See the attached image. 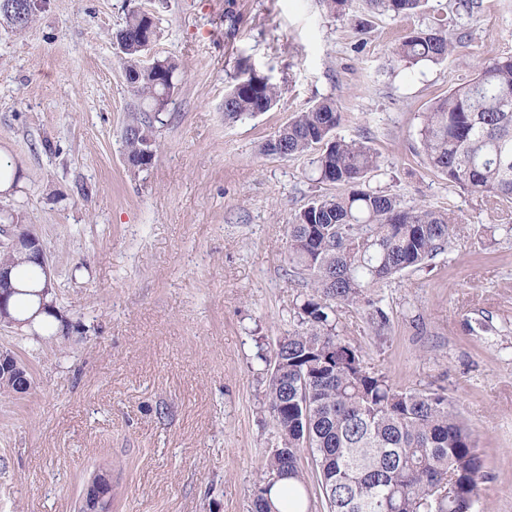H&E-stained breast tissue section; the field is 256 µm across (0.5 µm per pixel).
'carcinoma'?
I'll return each instance as SVG.
<instances>
[{
    "instance_id": "cac0c4a2",
    "label": "carcinoma",
    "mask_w": 512,
    "mask_h": 512,
    "mask_svg": "<svg viewBox=\"0 0 512 512\" xmlns=\"http://www.w3.org/2000/svg\"><path fill=\"white\" fill-rule=\"evenodd\" d=\"M426 0H366L380 15H411ZM156 34L154 18L128 13L115 33L132 95L160 112L175 89L178 64L153 60L167 80L143 71L142 42ZM455 50L443 23L411 30L391 49L397 64H439ZM279 87L252 67L240 69L224 96V121L270 111ZM344 113L326 98L297 113L264 145L288 158L314 154L319 180L346 186L298 212L288 228L289 257L306 275L308 293L298 307L300 328L281 338L273 357L265 407L277 430L252 493L250 512H277L270 494L286 482L292 512H309L301 449L311 450L319 496L327 512H472L482 460L471 433L448 397L398 388L367 365L337 331L336 308L362 306L376 330L389 323L367 293L402 273L424 267L459 237V221L427 205L405 206L395 194L366 185L381 166L362 141L335 135ZM420 147L427 163L448 182L498 205L512 202V55L476 67L474 77L431 102L422 113ZM126 154L148 156L133 174L157 159L159 144L145 112H132L124 129ZM22 288L35 296L40 265L13 266Z\"/></svg>"
}]
</instances>
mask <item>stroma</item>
Instances as JSON below:
<instances>
[{
	"label": "stroma",
	"mask_w": 512,
	"mask_h": 512,
	"mask_svg": "<svg viewBox=\"0 0 512 512\" xmlns=\"http://www.w3.org/2000/svg\"><path fill=\"white\" fill-rule=\"evenodd\" d=\"M143 8L152 57L180 67L153 124L160 152L130 174L135 100L114 33ZM238 17L224 20L226 8ZM445 19L462 42L440 64L395 66L410 30ZM512 54V0L479 16L428 0L404 17L350 0H50L25 31L0 26V159L20 173L7 205L27 216L51 267L53 333L0 326V350L33 385L0 397V512H78L85 481L112 474L113 512H249L278 440L267 361L298 329L303 279L288 257L295 213L339 186L310 156L263 146L333 97L336 134L380 155L371 187L463 221L458 244L368 297L376 331L341 306L337 328L402 388L447 395L482 460L473 512H512V206L449 185L420 152L424 108ZM272 76L276 107L235 123L224 94L240 62Z\"/></svg>",
	"instance_id": "stroma-1"
}]
</instances>
